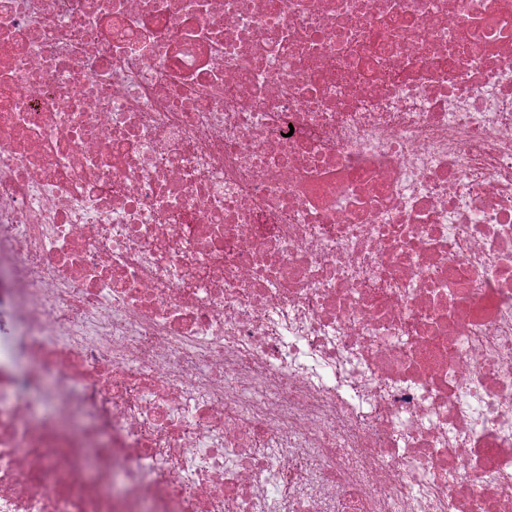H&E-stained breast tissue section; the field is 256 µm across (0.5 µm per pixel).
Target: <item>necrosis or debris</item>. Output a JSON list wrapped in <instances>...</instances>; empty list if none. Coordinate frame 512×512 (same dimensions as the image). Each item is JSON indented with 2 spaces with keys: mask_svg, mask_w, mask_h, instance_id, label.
<instances>
[{
  "mask_svg": "<svg viewBox=\"0 0 512 512\" xmlns=\"http://www.w3.org/2000/svg\"><path fill=\"white\" fill-rule=\"evenodd\" d=\"M0 512H512V0H0Z\"/></svg>",
  "mask_w": 512,
  "mask_h": 512,
  "instance_id": "4bbe7bcc",
  "label": "necrosis or debris"
}]
</instances>
